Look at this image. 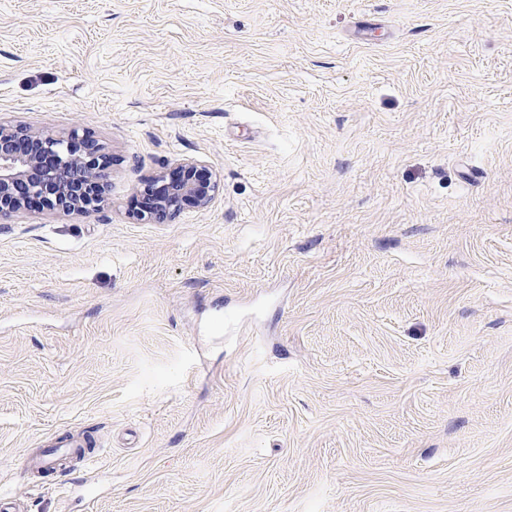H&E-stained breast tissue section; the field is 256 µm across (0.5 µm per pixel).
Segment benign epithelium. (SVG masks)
<instances>
[{
  "label": "benign epithelium",
  "instance_id": "7a95c632",
  "mask_svg": "<svg viewBox=\"0 0 512 512\" xmlns=\"http://www.w3.org/2000/svg\"><path fill=\"white\" fill-rule=\"evenodd\" d=\"M110 164L100 144L76 130L64 139L48 130L0 124V214L41 207L95 210L104 201V172ZM217 190L206 166L183 162L136 190L132 217L163 223L188 208L207 207Z\"/></svg>",
  "mask_w": 512,
  "mask_h": 512
}]
</instances>
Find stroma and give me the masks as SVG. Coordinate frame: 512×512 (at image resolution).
I'll list each match as a JSON object with an SVG mask.
<instances>
[{"mask_svg":"<svg viewBox=\"0 0 512 512\" xmlns=\"http://www.w3.org/2000/svg\"><path fill=\"white\" fill-rule=\"evenodd\" d=\"M0 123L112 159L0 215L18 512H512V0H0ZM185 160L211 204L134 221ZM87 439L85 433L74 434L63 431L51 434L44 442L43 448L24 458L23 464L30 470L37 472H51L68 474L69 471L61 460L63 457L74 454L77 448H85Z\"/></svg>","mask_w":512,"mask_h":512,"instance_id":"obj_1","label":"stroma"}]
</instances>
